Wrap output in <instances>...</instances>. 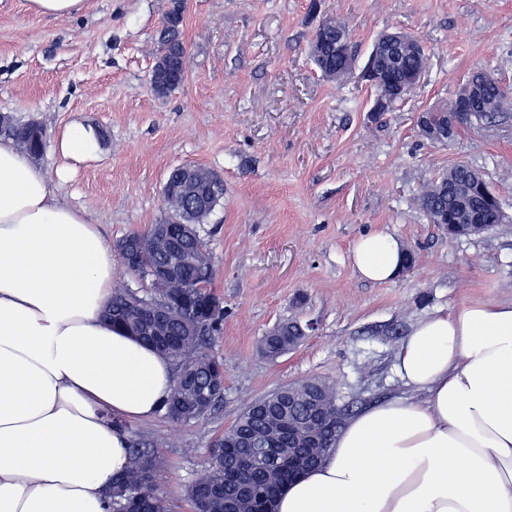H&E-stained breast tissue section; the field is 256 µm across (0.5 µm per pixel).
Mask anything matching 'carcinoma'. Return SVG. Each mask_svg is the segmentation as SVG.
I'll return each instance as SVG.
<instances>
[{
    "mask_svg": "<svg viewBox=\"0 0 512 512\" xmlns=\"http://www.w3.org/2000/svg\"><path fill=\"white\" fill-rule=\"evenodd\" d=\"M350 36L348 27L338 22L335 32L324 35L326 41L323 57L314 59L321 72L336 78L332 69L336 65L333 54L336 33ZM183 21L157 31L155 43L157 53L169 58L177 89L186 73V50L183 42ZM475 122L463 124L473 129L483 123L512 113V87L499 89L490 86L484 90L481 100L472 107ZM0 139H10L21 150L31 156L41 153L44 133L33 134L29 125L12 119L0 127ZM471 167L458 164L449 173L440 175L431 182L421 195L422 206L428 211H448V195L442 193L443 184L452 181L464 185L469 181ZM180 186L179 169H173L164 183L162 194L166 208L165 223L174 221L172 213L181 212L192 205L193 200L175 195ZM209 196L204 209L194 212L197 224H204L224 195V185L214 174L203 182ZM467 207L482 213L484 220L495 223V205L484 190L473 187L465 198ZM191 261L180 271L178 282L171 285L163 295L143 296L124 287L112 289V302L104 313L106 321L121 331L128 330L129 320L138 316L147 303L166 305V317L160 323L145 322L138 328L136 340L149 346L168 359L175 368L173 391L162 406L165 414L180 422H190L205 417L223 401L224 393L213 397L211 405L199 411L196 396L210 388V378L220 361L207 351L206 340L220 330L224 314L212 310L223 307V302L209 290L212 275L211 257L200 236L189 237L182 242ZM169 262L168 254L147 249L139 255V275L149 277L152 270ZM301 335L299 324H281L278 336L267 339V356L276 359L288 352V338ZM305 395L292 400L275 390L248 404L236 421L224 430L211 449V458L206 473L189 488V499L194 512H264L274 508L278 494L290 483L288 479V455L294 436L305 429L310 419L307 397L314 396L328 415L336 416L342 409L336 402L335 388L323 381L312 379L301 384ZM153 442L139 435H131L128 451L136 466L114 478L112 483V512H169L167 500L157 492L154 483L155 456Z\"/></svg>",
    "mask_w": 512,
    "mask_h": 512,
    "instance_id": "obj_1",
    "label": "carcinoma"
}]
</instances>
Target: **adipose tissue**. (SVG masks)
<instances>
[{"instance_id": "1", "label": "adipose tissue", "mask_w": 512, "mask_h": 512, "mask_svg": "<svg viewBox=\"0 0 512 512\" xmlns=\"http://www.w3.org/2000/svg\"><path fill=\"white\" fill-rule=\"evenodd\" d=\"M58 149L86 162L98 137L68 126ZM402 254L373 231L351 257L381 283ZM117 259L87 213L0 140V512H112V479L131 465L121 424L151 419L171 394V363L102 317ZM395 367L421 399L349 419L276 512H512V302L419 322Z\"/></svg>"}]
</instances>
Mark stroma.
Listing matches in <instances>:
<instances>
[{
  "mask_svg": "<svg viewBox=\"0 0 512 512\" xmlns=\"http://www.w3.org/2000/svg\"><path fill=\"white\" fill-rule=\"evenodd\" d=\"M167 2L87 0L78 15L50 18L28 0H0V113L42 126L33 165L111 245L162 223L174 167L198 164L224 182L198 227L211 289L224 302V326L208 345L224 361V402L196 422L160 412L128 426L154 442L171 512H192L188 490L213 441L256 398L310 379L333 384L350 416L413 398L394 357L419 320L473 301H512V223L451 237L419 201L425 184L465 163L512 216V117L448 143L425 139L418 125L473 70L512 84V0H187L186 77L161 96L150 74ZM329 18L352 34L355 59L340 79L324 76L309 53ZM391 30L423 45L424 77L373 117L377 94L362 73ZM71 123L99 130L100 156L63 182L54 177L64 163L56 139ZM371 230L415 258L384 284L352 267L355 240ZM286 321L307 333L269 360L261 340Z\"/></svg>",
  "mask_w": 512,
  "mask_h": 512,
  "instance_id": "1",
  "label": "stroma"
}]
</instances>
